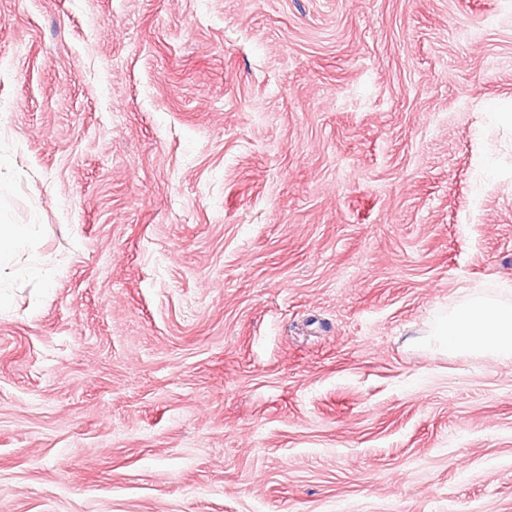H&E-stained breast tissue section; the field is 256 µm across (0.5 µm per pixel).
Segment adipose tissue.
<instances>
[{"label":"adipose tissue","instance_id":"adipose-tissue-1","mask_svg":"<svg viewBox=\"0 0 512 512\" xmlns=\"http://www.w3.org/2000/svg\"><path fill=\"white\" fill-rule=\"evenodd\" d=\"M422 342L446 353H474L511 363L512 302L470 298L456 306Z\"/></svg>","mask_w":512,"mask_h":512}]
</instances>
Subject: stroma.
<instances>
[{
    "instance_id": "obj_1",
    "label": "stroma",
    "mask_w": 512,
    "mask_h": 512,
    "mask_svg": "<svg viewBox=\"0 0 512 512\" xmlns=\"http://www.w3.org/2000/svg\"><path fill=\"white\" fill-rule=\"evenodd\" d=\"M0 512H512V0H0ZM26 229L20 224L0 225V269L13 266L18 254L26 247ZM421 343L446 353H474L512 362V302L472 297L456 306Z\"/></svg>"
}]
</instances>
